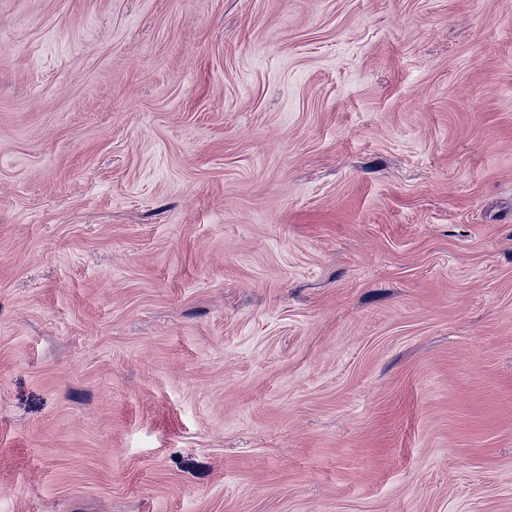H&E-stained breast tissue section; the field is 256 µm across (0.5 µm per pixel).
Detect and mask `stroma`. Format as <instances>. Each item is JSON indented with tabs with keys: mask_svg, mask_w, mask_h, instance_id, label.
<instances>
[{
	"mask_svg": "<svg viewBox=\"0 0 512 512\" xmlns=\"http://www.w3.org/2000/svg\"><path fill=\"white\" fill-rule=\"evenodd\" d=\"M0 512H512V0H0Z\"/></svg>",
	"mask_w": 512,
	"mask_h": 512,
	"instance_id": "35a3bbf8",
	"label": "stroma"
}]
</instances>
